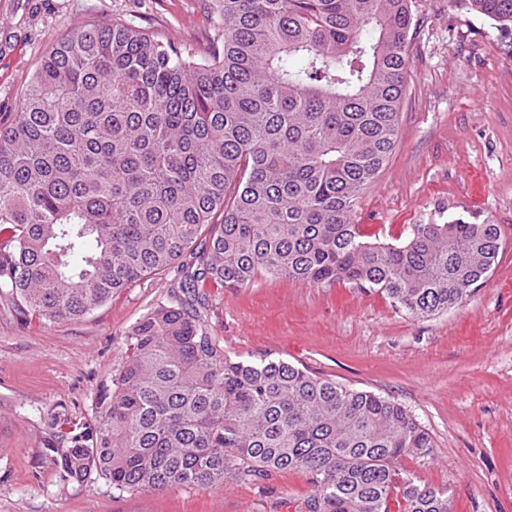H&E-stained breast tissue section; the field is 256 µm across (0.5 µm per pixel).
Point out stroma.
<instances>
[{
    "mask_svg": "<svg viewBox=\"0 0 512 512\" xmlns=\"http://www.w3.org/2000/svg\"><path fill=\"white\" fill-rule=\"evenodd\" d=\"M397 146L362 192L354 221L372 239L471 212L498 224L504 252L465 304L429 320L346 283L258 277L201 285V310L227 353L280 359L401 404L431 435L434 458L404 476L446 492L451 512H512V31L458 0H412ZM121 21L204 50L219 0H0V117L16 111L41 59L70 28ZM180 293L152 273L75 321H20L0 289V512H294L302 471L257 482L160 492L78 482L55 451L92 426L124 333Z\"/></svg>",
    "mask_w": 512,
    "mask_h": 512,
    "instance_id": "1",
    "label": "stroma"
}]
</instances>
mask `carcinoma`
I'll return each instance as SVG.
<instances>
[{"label": "carcinoma", "mask_w": 512, "mask_h": 512, "mask_svg": "<svg viewBox=\"0 0 512 512\" xmlns=\"http://www.w3.org/2000/svg\"><path fill=\"white\" fill-rule=\"evenodd\" d=\"M512 30V0H459ZM210 46L129 23L68 31L0 121V288L24 319H79L175 271L183 296L126 333L66 475L222 488L301 470L298 512H448L401 458L433 457L397 402L283 360L246 361L201 321L199 282L259 275L379 292L414 319L466 302L503 247L479 217L368 241L352 216L398 139L409 0H220ZM221 221H215L216 215ZM208 229L204 242H197Z\"/></svg>", "instance_id": "1"}]
</instances>
